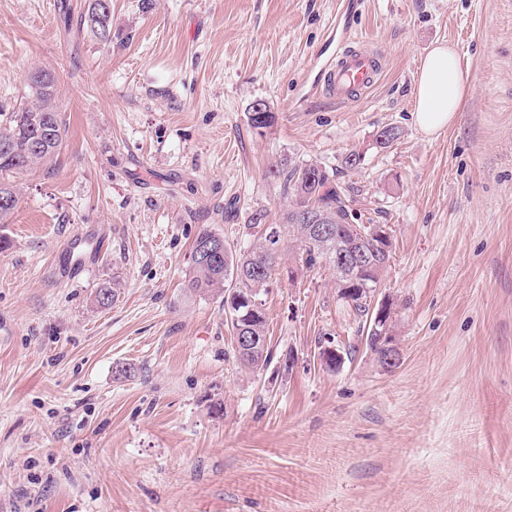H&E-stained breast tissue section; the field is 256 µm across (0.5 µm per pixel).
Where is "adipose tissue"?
Returning a JSON list of instances; mask_svg holds the SVG:
<instances>
[{"label":"adipose tissue","instance_id":"obj_1","mask_svg":"<svg viewBox=\"0 0 512 512\" xmlns=\"http://www.w3.org/2000/svg\"><path fill=\"white\" fill-rule=\"evenodd\" d=\"M465 98V81L451 45L434 46L424 57L415 78V119L427 135L446 128Z\"/></svg>","mask_w":512,"mask_h":512}]
</instances>
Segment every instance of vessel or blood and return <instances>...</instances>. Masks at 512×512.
Wrapping results in <instances>:
<instances>
[{"label":"vessel or blood","instance_id":"b4317fda","mask_svg":"<svg viewBox=\"0 0 512 512\" xmlns=\"http://www.w3.org/2000/svg\"><path fill=\"white\" fill-rule=\"evenodd\" d=\"M381 60L355 46H345L320 75L323 90L340 102H354L376 83Z\"/></svg>","mask_w":512,"mask_h":512}]
</instances>
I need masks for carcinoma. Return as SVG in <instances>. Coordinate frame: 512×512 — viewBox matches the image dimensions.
Segmentation results:
<instances>
[{
  "label": "carcinoma",
  "instance_id": "obj_1",
  "mask_svg": "<svg viewBox=\"0 0 512 512\" xmlns=\"http://www.w3.org/2000/svg\"><path fill=\"white\" fill-rule=\"evenodd\" d=\"M81 24L100 41H112V10L101 0H90ZM27 87L33 100L14 112L6 113L5 125H0V144L10 150L0 153V224L7 222L18 204L13 177L27 172L54 156L60 146L64 129L55 104L54 78L45 70H35L27 76ZM281 180L291 201L283 214V222L271 224L275 239L263 231L266 213L252 214L250 228L253 242L244 250H235L223 243L222 255L214 259L198 256L199 249L220 235L208 230L199 232L192 244L193 276L190 291L199 295L236 289L234 298H260L272 278L275 267L282 260V246L290 243L294 256L311 269L324 263L336 268V288L340 296L363 317L369 315L370 298L381 286L382 275L390 266L392 255L383 249L375 225L358 221L352 200L346 191L331 180L322 166L304 161L288 160L269 171ZM237 310L244 315L239 323L231 324V332L244 328L247 336L260 338L261 346L252 352L234 350L238 364L250 371H261L272 362L266 344L267 318L262 306L248 309L244 303ZM366 346L375 355L384 356L387 340L368 324Z\"/></svg>",
  "mask_w": 512,
  "mask_h": 512
}]
</instances>
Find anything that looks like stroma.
I'll list each match as a JSON object with an SVG mask.
<instances>
[{"label": "stroma", "instance_id": "obj_1", "mask_svg": "<svg viewBox=\"0 0 512 512\" xmlns=\"http://www.w3.org/2000/svg\"><path fill=\"white\" fill-rule=\"evenodd\" d=\"M88 4L0 0V111L45 70L65 127L0 224V512H512V0H112L108 44ZM335 21L384 64L354 104L314 89ZM438 42L466 94L429 136L415 78ZM289 157L389 229L391 369L328 267L274 271L261 373L187 288L200 231L239 248L254 212L280 222Z\"/></svg>", "mask_w": 512, "mask_h": 512}]
</instances>
